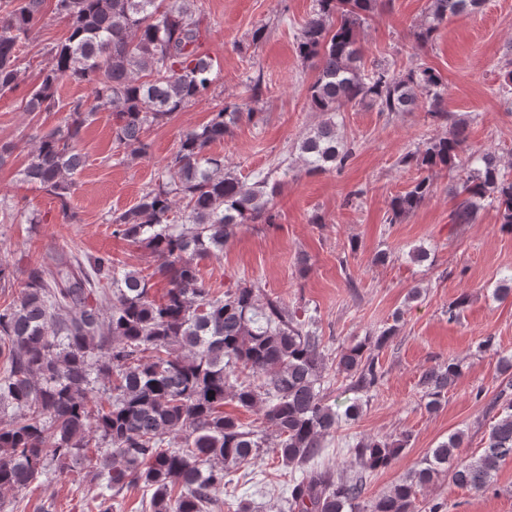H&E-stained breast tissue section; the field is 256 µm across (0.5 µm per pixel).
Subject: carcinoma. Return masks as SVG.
Wrapping results in <instances>:
<instances>
[{"label": "carcinoma", "mask_w": 512, "mask_h": 512, "mask_svg": "<svg viewBox=\"0 0 512 512\" xmlns=\"http://www.w3.org/2000/svg\"><path fill=\"white\" fill-rule=\"evenodd\" d=\"M44 0H0V95L21 75L19 48L42 18ZM379 0H316L296 36L299 56L317 74L307 87L310 108L325 119L306 136L300 158L311 172L343 167L352 147L336 133V115L369 102L393 115L422 104L448 134L409 151L401 163L427 176L392 199L393 224L416 211L432 191L428 173L475 166L455 190L453 224H473L484 202L512 229V173L489 152L464 155L468 124L444 105L440 75L428 66L398 73L361 68L360 32ZM417 44L432 40L450 15L480 0H427ZM69 35L49 51L40 81L26 101L30 113L59 105L60 83L92 89L55 129L36 141L23 180L75 215L73 176L83 166L77 145L94 112H112V143L134 158L149 155L146 132L210 90L213 60L199 52L203 17L197 0H55ZM247 101L262 94L261 77L247 84ZM247 101L230 102L183 134L164 167L165 181L112 218L113 234L149 252L168 280L162 299L152 275L122 268L109 256L58 253L25 269L21 296L0 309V492L90 464L98 512H112L124 489H153L150 512H214L224 479L264 453L291 469L288 512H419L418 493L446 472L454 485L487 489L512 458V382L499 391L501 412L477 457H462L464 433L440 442L389 491L365 499L366 477L392 467L409 437L394 441L353 436L346 451L358 471L344 476L323 461L325 440L344 413L330 403V381L316 318L278 299L261 300L259 283L240 279L217 291L199 262L224 250L241 224H272L274 187L224 168L210 152L230 127L251 121ZM392 326L343 348L332 361L348 390L367 394L383 374L374 351ZM460 366L450 360L425 370L419 385L426 408L438 407ZM103 383L93 398L94 385ZM233 402L264 410L246 426L224 412Z\"/></svg>", "instance_id": "cac0c4a2"}]
</instances>
